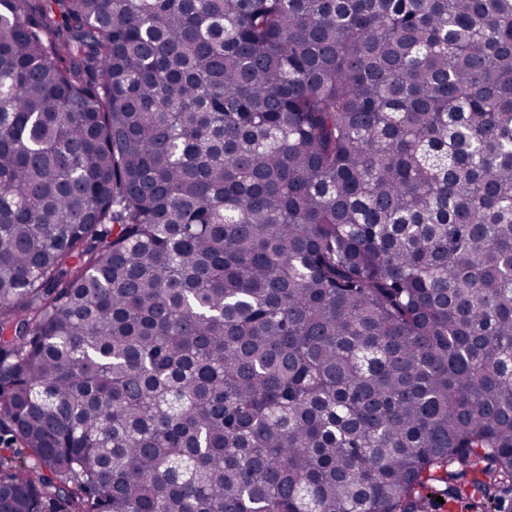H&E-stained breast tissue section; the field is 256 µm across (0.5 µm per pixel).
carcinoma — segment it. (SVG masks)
<instances>
[{
    "mask_svg": "<svg viewBox=\"0 0 512 512\" xmlns=\"http://www.w3.org/2000/svg\"><path fill=\"white\" fill-rule=\"evenodd\" d=\"M0 512H512V0H0ZM0 448H9L8 450L2 449L0 455L9 457L11 460V462L8 461V464L0 463V470L2 469L4 474L10 469V466H19L22 463H29L31 460V456L23 443L16 440L15 435L12 436L5 431H0Z\"/></svg>",
    "mask_w": 512,
    "mask_h": 512,
    "instance_id": "1",
    "label": "carcinoma"
}]
</instances>
